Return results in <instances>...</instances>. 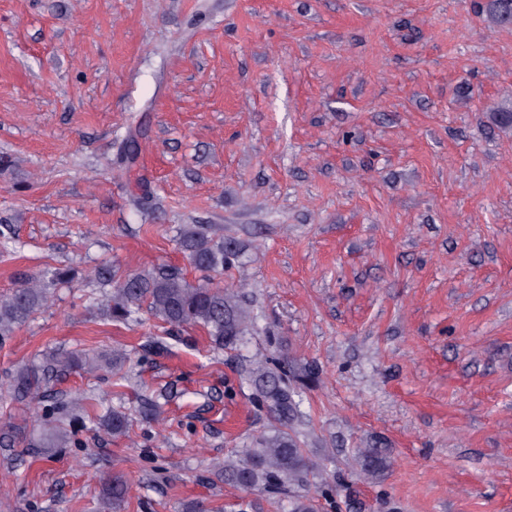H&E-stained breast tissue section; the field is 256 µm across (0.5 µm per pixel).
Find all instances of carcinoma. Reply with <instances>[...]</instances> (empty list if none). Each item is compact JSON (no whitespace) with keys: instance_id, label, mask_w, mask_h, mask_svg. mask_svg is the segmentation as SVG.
<instances>
[{"instance_id":"1","label":"carcinoma","mask_w":512,"mask_h":512,"mask_svg":"<svg viewBox=\"0 0 512 512\" xmlns=\"http://www.w3.org/2000/svg\"><path fill=\"white\" fill-rule=\"evenodd\" d=\"M484 12L491 23L508 22L512 20V0H486ZM178 244L190 264L209 278L192 284L166 266L121 275L118 269L101 265L92 271L101 297L92 301L100 302L103 313L114 322L135 321L145 309L173 330L188 325L202 327L216 349L236 348L254 324L249 301L240 292L213 282V277L224 274V268L239 257L236 242L215 236L206 224H188L180 230ZM77 274L72 267L49 268L23 278L8 294L0 295V341L7 340L48 304L53 287L74 281ZM77 369L94 372L99 369L98 360L88 354L50 351L39 363L23 365L14 372L0 389V404L27 405L44 398L52 379ZM245 373L254 401L266 409L277 426L256 436L249 447L228 455L217 467V475L243 491L278 496L285 488L302 486L309 475L321 472V463L303 448L295 430L302 411L299 392L290 380L292 360L288 353L282 350L277 356L255 358ZM159 409L157 400L146 399L138 414L147 422L156 421ZM101 426L114 436H122L129 431L130 417L122 410H114ZM72 436L73 430L58 419L45 423L43 432L36 436L14 424L0 432V446L11 448L22 443L28 448H60L70 444ZM361 457L370 476L389 466L378 448L362 449ZM129 490L123 475L107 478L101 489L102 512H120ZM287 498L288 512H317L314 498L307 494H289Z\"/></svg>"}]
</instances>
